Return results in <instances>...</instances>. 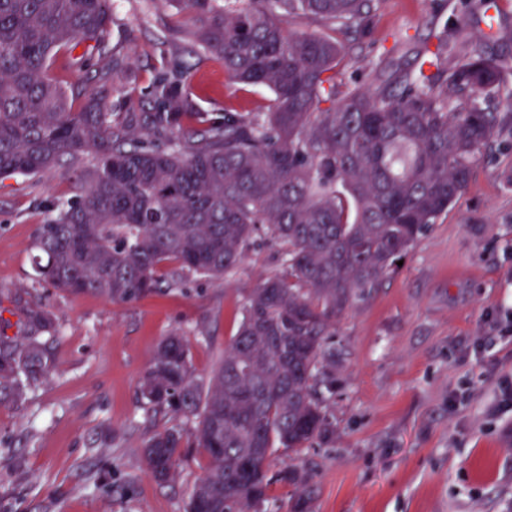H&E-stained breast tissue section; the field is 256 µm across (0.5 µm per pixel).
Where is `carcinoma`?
Here are the masks:
<instances>
[{
  "instance_id": "cac0c4a2",
  "label": "carcinoma",
  "mask_w": 512,
  "mask_h": 512,
  "mask_svg": "<svg viewBox=\"0 0 512 512\" xmlns=\"http://www.w3.org/2000/svg\"><path fill=\"white\" fill-rule=\"evenodd\" d=\"M179 2L231 82L272 92L267 111L196 112L174 75L154 84V111L120 118L110 102L120 63L93 70L110 53L111 0H0V178L90 158L33 244L36 279L72 295L124 303L187 274L221 281L256 237L279 246V267L244 295L207 380L177 334L138 380L155 420L142 445L151 477L168 483L192 449L205 455L186 512H271L276 482L305 501L298 456L335 433L336 321L459 203L483 150L512 125L490 108L512 107V58L479 42L457 53L448 27L413 66L379 64L374 84L342 91L343 45L284 20L364 27L371 0ZM60 55L99 88L51 78ZM14 302L30 340L0 332V404L46 374L39 337L56 332L41 306L19 292ZM280 449L288 463L272 474Z\"/></svg>"
}]
</instances>
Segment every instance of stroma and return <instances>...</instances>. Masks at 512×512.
<instances>
[{
  "label": "stroma",
  "mask_w": 512,
  "mask_h": 512,
  "mask_svg": "<svg viewBox=\"0 0 512 512\" xmlns=\"http://www.w3.org/2000/svg\"><path fill=\"white\" fill-rule=\"evenodd\" d=\"M485 0H375L368 30H340L304 16L286 28L340 42L343 83L372 84L382 60L412 63L456 24L457 46L483 42L512 56V0H498L497 31ZM197 24L179 0L163 10L112 0L108 36L124 80L114 111L148 112L151 85L180 72L200 111L266 108L264 88L231 83L215 57L194 49ZM512 133L474 165L465 195L406 254L367 301L336 324L343 352L333 399L336 434L303 451L313 474L308 512H512V333L497 320L512 309ZM79 173L60 165L0 180V320L19 327L18 289L56 317L44 337L45 377L21 404H0V512H185L205 459L195 454L175 480L157 484L141 448L150 421L137 382L156 345L184 337L195 373L208 378L235 335L244 294L279 266L257 238L222 281L191 275L129 303L73 296L32 275V247L45 208L75 192Z\"/></svg>",
  "instance_id": "1"
}]
</instances>
